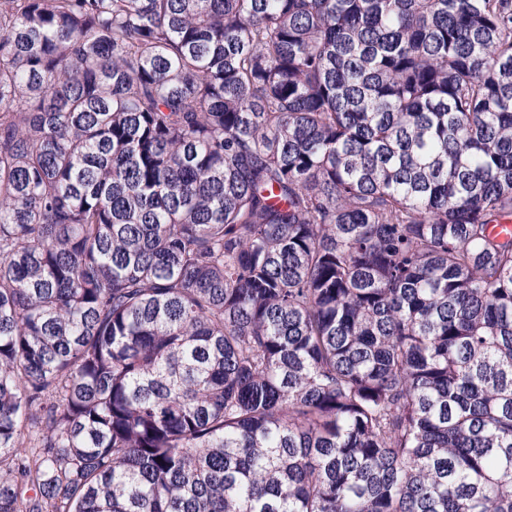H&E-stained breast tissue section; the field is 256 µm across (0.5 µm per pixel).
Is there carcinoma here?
<instances>
[{
  "mask_svg": "<svg viewBox=\"0 0 512 512\" xmlns=\"http://www.w3.org/2000/svg\"><path fill=\"white\" fill-rule=\"evenodd\" d=\"M512 0H0V512H512Z\"/></svg>",
  "mask_w": 512,
  "mask_h": 512,
  "instance_id": "carcinoma-1",
  "label": "carcinoma"
}]
</instances>
